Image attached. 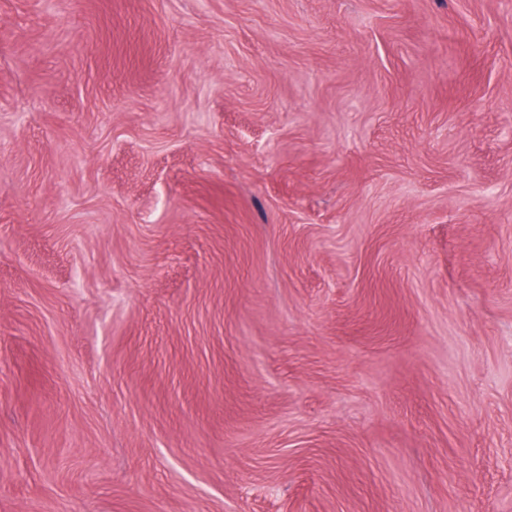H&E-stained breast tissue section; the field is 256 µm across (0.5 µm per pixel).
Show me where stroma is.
<instances>
[{"label":"stroma","instance_id":"1","mask_svg":"<svg viewBox=\"0 0 512 512\" xmlns=\"http://www.w3.org/2000/svg\"><path fill=\"white\" fill-rule=\"evenodd\" d=\"M0 512H512V0H0Z\"/></svg>","mask_w":512,"mask_h":512}]
</instances>
